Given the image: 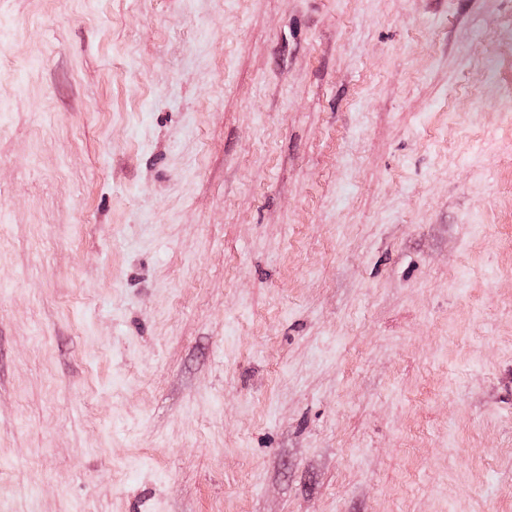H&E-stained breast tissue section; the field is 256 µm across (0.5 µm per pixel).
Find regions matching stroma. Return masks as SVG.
<instances>
[{
  "label": "stroma",
  "instance_id": "35a3bbf8",
  "mask_svg": "<svg viewBox=\"0 0 512 512\" xmlns=\"http://www.w3.org/2000/svg\"><path fill=\"white\" fill-rule=\"evenodd\" d=\"M0 512H512V0H0Z\"/></svg>",
  "mask_w": 512,
  "mask_h": 512
}]
</instances>
